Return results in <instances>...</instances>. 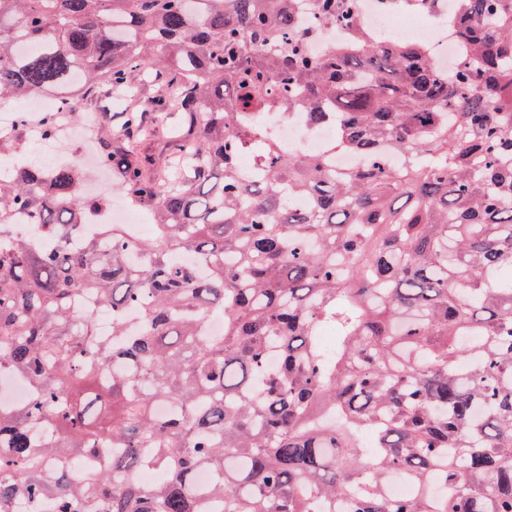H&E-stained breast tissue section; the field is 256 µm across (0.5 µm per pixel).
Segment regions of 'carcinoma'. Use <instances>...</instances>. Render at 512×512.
Segmentation results:
<instances>
[{
  "label": "carcinoma",
  "instance_id": "cac0c4a2",
  "mask_svg": "<svg viewBox=\"0 0 512 512\" xmlns=\"http://www.w3.org/2000/svg\"><path fill=\"white\" fill-rule=\"evenodd\" d=\"M305 10L344 44L313 53ZM454 17L450 74L370 32L359 0H0V101L65 96L78 119L146 74L168 89L98 128L116 190L153 217L139 260L122 224L72 248L111 203L78 167L0 177V370L34 393L0 410V507L202 512L209 467L224 512H512V0ZM270 111L335 122L364 165L284 153L256 133ZM28 141L22 122L0 160ZM19 215L42 243L13 237ZM104 448L71 484L60 462ZM392 474L413 492L389 495ZM81 310H93L97 322L98 331L103 336H111L112 317L107 309L98 305L94 299L84 298L78 304ZM218 474L209 469L202 467L196 471L194 476V486L201 499V507L205 512H219L223 511L224 503L215 502L209 499V490L213 483L218 480Z\"/></svg>",
  "mask_w": 512,
  "mask_h": 512
}]
</instances>
